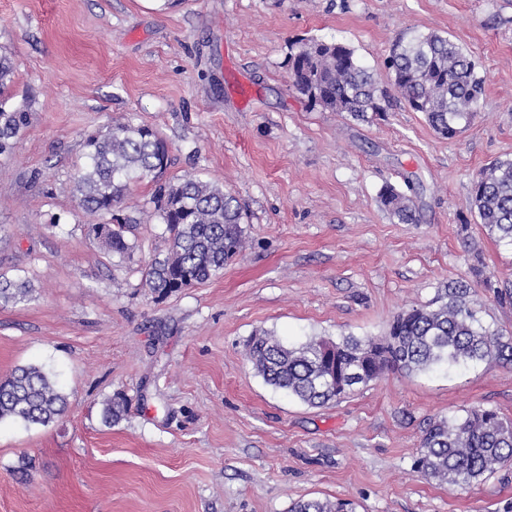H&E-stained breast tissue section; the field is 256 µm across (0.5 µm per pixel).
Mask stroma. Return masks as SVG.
Returning a JSON list of instances; mask_svg holds the SVG:
<instances>
[{
	"label": "stroma",
	"instance_id": "35a3bbf8",
	"mask_svg": "<svg viewBox=\"0 0 512 512\" xmlns=\"http://www.w3.org/2000/svg\"><path fill=\"white\" fill-rule=\"evenodd\" d=\"M462 44L481 110L452 140L393 100L359 122L308 108L288 79L292 43L337 40L383 86L400 33ZM6 107L29 119L0 156V273L28 301L0 303V379L53 369L68 408L43 427L0 423V512H288L344 499L356 512H512V468L464 486L413 472L429 419L471 407L512 417V364L390 372L310 407L247 363L254 331L296 345L380 336L452 280L484 324L512 331V248L490 238L473 177L512 158V0H0ZM133 120L167 141L165 179L234 194L246 248L207 283L158 300L141 270L169 242L132 187L130 255L92 239L73 194L88 135ZM410 189L416 224L390 219L385 185ZM491 286H484V279ZM124 396L126 414L103 421Z\"/></svg>",
	"mask_w": 512,
	"mask_h": 512
}]
</instances>
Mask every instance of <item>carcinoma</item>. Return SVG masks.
<instances>
[{
    "mask_svg": "<svg viewBox=\"0 0 512 512\" xmlns=\"http://www.w3.org/2000/svg\"><path fill=\"white\" fill-rule=\"evenodd\" d=\"M385 67L409 108L424 114L432 129L453 139L480 111L484 81L467 53L448 37L410 30L392 42ZM9 58L0 55V94L13 82ZM288 78L310 106L346 113L360 121L386 112L387 89L347 45L308 39L291 45ZM27 108L0 107V154L11 152L27 124ZM168 144L152 128L130 120L109 124L85 140L77 165L75 190L84 210L100 222L91 228L108 251L129 254L126 221L117 214L131 187L155 184L153 204L165 225L169 247L143 271V285L156 298L204 284L244 248L247 214L238 199L194 175L165 180ZM474 207L487 234L512 247V159H497L472 183ZM381 201L403 224L419 222L413 199L391 185ZM32 291L27 277L0 274V302L23 303ZM244 356L265 383L299 401L322 406L367 386L388 371L413 374L446 366L495 360L512 364V334L484 325L470 303V287L448 282L425 305L393 317L384 336H344L338 341L312 338L284 344L261 330L244 344ZM66 398L50 372L19 367L0 382V422L46 426L60 416ZM125 412L119 397L106 401L103 419L110 424ZM512 464V421L492 409L472 407L462 414L429 420L413 469L438 484L470 485ZM289 512H355L344 500L300 499Z\"/></svg>",
    "mask_w": 512,
    "mask_h": 512,
    "instance_id": "cac0c4a2",
    "label": "carcinoma"
}]
</instances>
